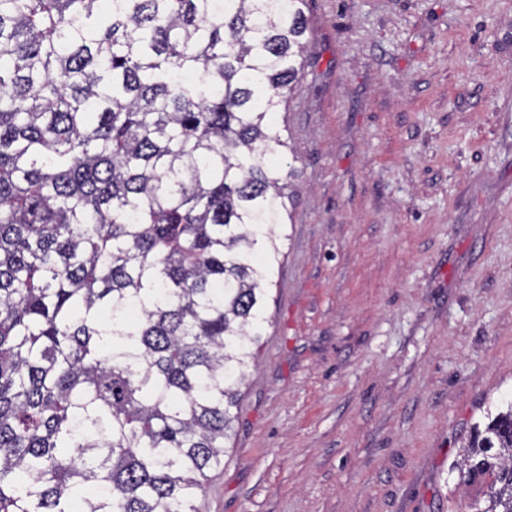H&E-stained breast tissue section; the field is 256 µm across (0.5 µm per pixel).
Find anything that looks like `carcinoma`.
<instances>
[{"instance_id":"cac0c4a2","label":"carcinoma","mask_w":512,"mask_h":512,"mask_svg":"<svg viewBox=\"0 0 512 512\" xmlns=\"http://www.w3.org/2000/svg\"><path fill=\"white\" fill-rule=\"evenodd\" d=\"M306 0H0V512H199L291 215ZM512 512V402L463 447Z\"/></svg>"}]
</instances>
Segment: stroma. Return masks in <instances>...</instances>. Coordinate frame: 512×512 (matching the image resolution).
<instances>
[{
	"label": "stroma",
	"mask_w": 512,
	"mask_h": 512,
	"mask_svg": "<svg viewBox=\"0 0 512 512\" xmlns=\"http://www.w3.org/2000/svg\"><path fill=\"white\" fill-rule=\"evenodd\" d=\"M292 221L200 512H463L512 401V0H308Z\"/></svg>",
	"instance_id": "obj_1"
}]
</instances>
